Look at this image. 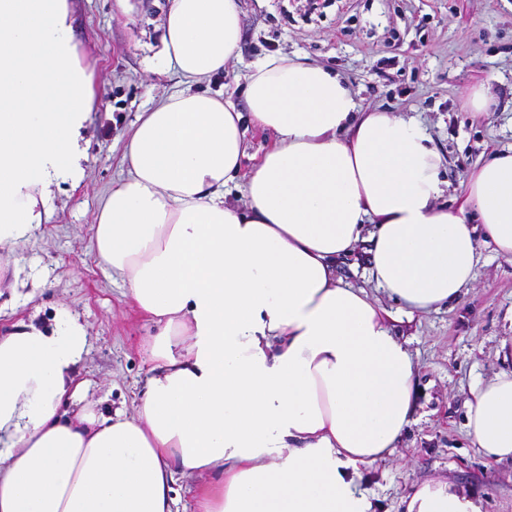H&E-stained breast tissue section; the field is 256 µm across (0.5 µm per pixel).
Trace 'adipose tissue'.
<instances>
[{
    "label": "adipose tissue",
    "instance_id": "1",
    "mask_svg": "<svg viewBox=\"0 0 512 512\" xmlns=\"http://www.w3.org/2000/svg\"><path fill=\"white\" fill-rule=\"evenodd\" d=\"M73 0H0V250L43 223L54 186L85 176L95 66ZM237 0H167L157 55L187 83L140 113L93 257L155 325L134 414L63 408L83 325L0 336V512H173L176 472H206L195 512H371L356 480L419 407L417 365L391 313L342 285L369 239V276L405 316L459 300L489 244L512 263V149L444 201L442 159L414 116L366 111L322 64L251 65L246 111L197 85L239 47ZM273 137L238 182L246 132ZM240 185L243 206L226 201ZM474 447L512 459V370L466 403ZM405 512H482L441 479Z\"/></svg>",
    "mask_w": 512,
    "mask_h": 512
}]
</instances>
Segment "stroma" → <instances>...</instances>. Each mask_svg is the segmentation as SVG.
I'll return each mask as SVG.
<instances>
[{
	"label": "stroma",
	"mask_w": 512,
	"mask_h": 512,
	"mask_svg": "<svg viewBox=\"0 0 512 512\" xmlns=\"http://www.w3.org/2000/svg\"><path fill=\"white\" fill-rule=\"evenodd\" d=\"M238 55L203 83L231 91L265 56L298 54L345 77L362 108L416 115L445 161L449 196L482 153L512 146V0H239ZM166 0H76L74 38L93 60L102 92L90 115L86 173L55 187L46 219L6 251L0 277V334L33 321L54 327L70 316L88 335L75 365L80 385L70 411L134 413L152 375L144 347L155 333L126 287L93 258L97 210L123 169L139 112L180 90L181 77L156 55ZM490 84L497 104L472 116L460 106L468 88ZM369 242L339 258L343 284L363 287L388 310L397 305L368 276ZM474 288L459 302L395 322L418 364L420 406L388 460L357 484L374 512H402L413 485L442 477L472 492L483 512H512V461L490 463L465 427L471 388L512 369V264L483 247Z\"/></svg>",
	"instance_id": "35a3bbf8"
}]
</instances>
